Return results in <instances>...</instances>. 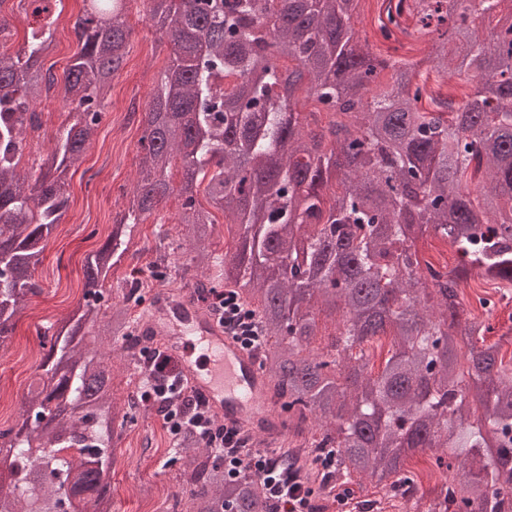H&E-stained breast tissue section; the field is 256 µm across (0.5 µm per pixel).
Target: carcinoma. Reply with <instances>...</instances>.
<instances>
[{
	"label": "carcinoma",
	"instance_id": "carcinoma-1",
	"mask_svg": "<svg viewBox=\"0 0 512 512\" xmlns=\"http://www.w3.org/2000/svg\"><path fill=\"white\" fill-rule=\"evenodd\" d=\"M55 0H28L23 44L0 53V349L12 343L34 273L68 208L66 183L97 129L112 77L129 51L127 0H83L73 31L80 46L66 70V123L40 157L35 179L18 169L31 107L55 77ZM156 31L174 44L148 102L138 178L127 212L87 258L83 302L47 327L48 347L19 424L0 429V512H112V454L133 422V395L112 396V366L99 345H122L132 364L139 338L130 296L99 305L125 228L171 193L190 234L188 262L201 265V295L236 287L261 326L259 367L273 381L288 430L286 466L325 492L368 478L399 496L404 512H512V367L499 358L507 335L468 314L472 278L512 288V0H410L396 26L412 39L437 19L446 46L412 48L426 64L421 88L388 87L346 28L351 0H146ZM276 18L274 35L267 31ZM496 19L493 41L479 27ZM293 63L283 89L270 60ZM476 81L448 100L431 72ZM304 90L322 106L300 112ZM178 186L171 182L175 159ZM482 179L471 198L468 183ZM333 196L327 202V196ZM233 249L215 254L217 215ZM434 235L455 249L445 272L419 255ZM339 310L334 339L311 348L317 308ZM91 331L86 333V325ZM390 339L374 373L368 345ZM466 348L462 367L458 351ZM191 433L176 442L189 507L174 512H276L257 479L224 464ZM335 452L331 474L319 453ZM434 451V466L459 476L419 491L409 453Z\"/></svg>",
	"mask_w": 512,
	"mask_h": 512
}]
</instances>
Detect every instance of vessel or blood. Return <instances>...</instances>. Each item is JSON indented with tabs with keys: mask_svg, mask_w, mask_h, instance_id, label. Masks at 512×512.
Returning <instances> with one entry per match:
<instances>
[{
	"mask_svg": "<svg viewBox=\"0 0 512 512\" xmlns=\"http://www.w3.org/2000/svg\"><path fill=\"white\" fill-rule=\"evenodd\" d=\"M142 331L163 339L179 358L184 380L225 426L252 435L264 447L285 438L266 374L189 290L156 294Z\"/></svg>",
	"mask_w": 512,
	"mask_h": 512,
	"instance_id": "1",
	"label": "vessel or blood"
}]
</instances>
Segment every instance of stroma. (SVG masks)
Masks as SVG:
<instances>
[{
    "label": "stroma",
    "mask_w": 512,
    "mask_h": 512,
    "mask_svg": "<svg viewBox=\"0 0 512 512\" xmlns=\"http://www.w3.org/2000/svg\"><path fill=\"white\" fill-rule=\"evenodd\" d=\"M133 34L124 68L112 81L106 112L69 181L68 212L50 240L35 272L40 294L20 314L8 351L0 350V428L15 424L17 408L45 351L41 336L50 323L66 318L82 297L86 257L106 239L118 213L133 197L144 113L161 72L170 61L168 39L156 33L145 0H129ZM177 196L165 199L159 212L136 226L128 251L112 272L113 300H120L130 279L153 276L150 260L158 231L179 245L185 227L175 218ZM173 440L154 407L138 404L134 422L117 445L112 463V512H172L181 491L176 467L167 463Z\"/></svg>",
    "instance_id": "stroma-1"
}]
</instances>
